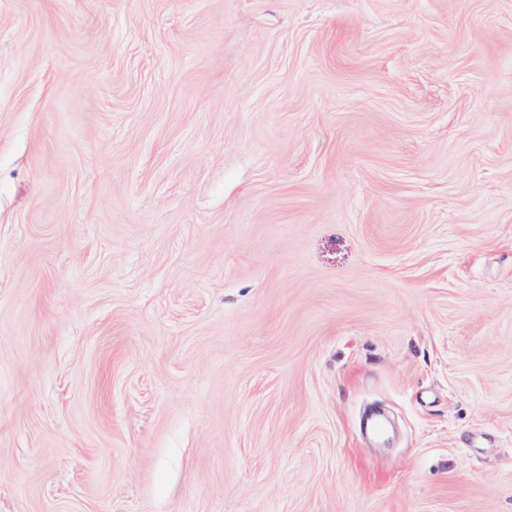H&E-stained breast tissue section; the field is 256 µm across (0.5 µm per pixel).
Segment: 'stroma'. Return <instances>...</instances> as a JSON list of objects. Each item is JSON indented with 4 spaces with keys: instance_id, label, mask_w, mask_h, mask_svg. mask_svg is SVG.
Instances as JSON below:
<instances>
[{
    "instance_id": "35a3bbf8",
    "label": "stroma",
    "mask_w": 512,
    "mask_h": 512,
    "mask_svg": "<svg viewBox=\"0 0 512 512\" xmlns=\"http://www.w3.org/2000/svg\"><path fill=\"white\" fill-rule=\"evenodd\" d=\"M0 512H512V0H0Z\"/></svg>"
}]
</instances>
